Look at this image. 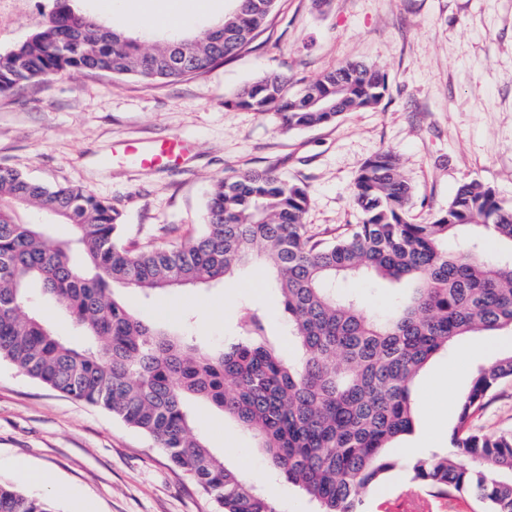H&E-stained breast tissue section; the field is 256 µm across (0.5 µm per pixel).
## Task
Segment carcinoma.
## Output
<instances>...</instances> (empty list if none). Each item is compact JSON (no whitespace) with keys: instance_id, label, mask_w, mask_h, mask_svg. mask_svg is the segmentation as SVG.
Here are the masks:
<instances>
[{"instance_id":"1","label":"carcinoma","mask_w":512,"mask_h":512,"mask_svg":"<svg viewBox=\"0 0 512 512\" xmlns=\"http://www.w3.org/2000/svg\"><path fill=\"white\" fill-rule=\"evenodd\" d=\"M50 2L28 37L0 53L1 94L72 71L151 85L207 71L258 35L277 0H233L202 34L165 33L149 48L80 0ZM386 91L378 68L346 61L294 94L268 76L225 105L273 112L287 129L304 130L374 108ZM351 196L358 222L325 241L304 224L305 187L272 169L236 172L212 185L196 237L130 246L105 199L0 167V360L148 436L216 512L279 510L196 431L190 397L251 433L273 471L318 512H362L364 495L398 467L437 494L473 495L487 512H512V434L470 426L498 382L512 379V351L476 370L458 401L451 451L404 462L388 452L414 431V388L434 356L463 338L512 332V208L471 180L428 222L413 223L412 187L386 150L363 163ZM29 205L71 225L81 257L43 225L17 222ZM486 234L506 250H484ZM254 266L272 275L298 349L293 359L248 303L234 336L207 351L139 317L115 292L210 285ZM348 279L404 282L411 291L378 313L345 289ZM36 296L69 315L77 341L52 331L33 310ZM0 512L55 510L0 483Z\"/></svg>"}]
</instances>
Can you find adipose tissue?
I'll use <instances>...</instances> for the list:
<instances>
[{"instance_id":"1","label":"adipose tissue","mask_w":512,"mask_h":512,"mask_svg":"<svg viewBox=\"0 0 512 512\" xmlns=\"http://www.w3.org/2000/svg\"><path fill=\"white\" fill-rule=\"evenodd\" d=\"M210 8V0H161L151 9L145 7L143 0H99L97 5L99 13L113 22L125 24L137 20L153 30L185 28Z\"/></svg>"}]
</instances>
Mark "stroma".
I'll return each mask as SVG.
<instances>
[{
	"label": "stroma",
	"instance_id": "35a3bbf8",
	"mask_svg": "<svg viewBox=\"0 0 512 512\" xmlns=\"http://www.w3.org/2000/svg\"><path fill=\"white\" fill-rule=\"evenodd\" d=\"M345 61L379 68L388 90L374 110L289 131L271 114L228 106L259 78L299 90ZM179 134L194 150L179 169L140 170L99 159L125 141ZM396 154L414 188L409 217L422 223L476 179L512 204V0H278L258 37L206 72L148 85L89 71L0 94V167L46 186H82L120 214L129 244H179L197 235L213 182L275 169L310 196L305 222L324 239L356 223L353 180L378 151ZM141 314L190 322L189 336L218 347L241 302L261 307L276 332L287 326L259 270L161 296L126 293ZM512 350V334L458 342L435 356L415 391L416 427L402 447L447 449L460 396L475 370ZM197 431L255 486L276 485L280 512L316 506L272 475L253 437L213 407L189 401ZM485 434L512 432V380L472 419ZM54 473L41 490L55 512H214L152 441L97 407L54 391L0 361V481L28 490L24 467ZM367 512H481L471 497L438 495L393 473Z\"/></svg>",
	"mask_w": 512,
	"mask_h": 512
}]
</instances>
